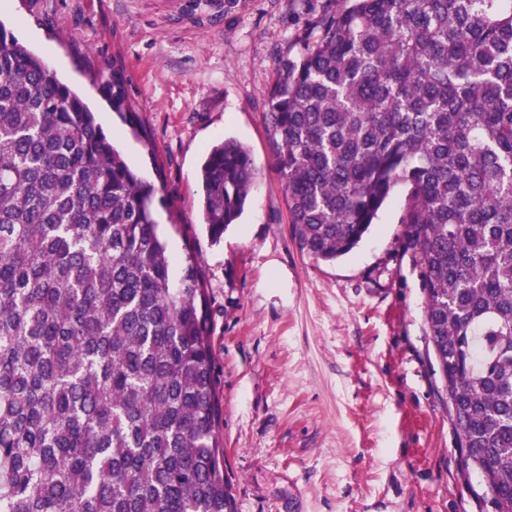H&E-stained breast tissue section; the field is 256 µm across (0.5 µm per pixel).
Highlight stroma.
<instances>
[{
  "label": "stroma",
  "instance_id": "obj_1",
  "mask_svg": "<svg viewBox=\"0 0 512 512\" xmlns=\"http://www.w3.org/2000/svg\"><path fill=\"white\" fill-rule=\"evenodd\" d=\"M343 0H0V22L95 112L130 167L163 183L174 266L209 295L224 457L238 512H491L466 474L426 336L398 188L351 253L323 261L290 222L268 126L280 60ZM122 69L146 128L107 95ZM222 137L250 150L245 210L219 243L199 168Z\"/></svg>",
  "mask_w": 512,
  "mask_h": 512
}]
</instances>
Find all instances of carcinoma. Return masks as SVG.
<instances>
[{
	"label": "carcinoma",
	"mask_w": 512,
	"mask_h": 512,
	"mask_svg": "<svg viewBox=\"0 0 512 512\" xmlns=\"http://www.w3.org/2000/svg\"><path fill=\"white\" fill-rule=\"evenodd\" d=\"M280 62L269 118L301 248L331 261L408 188L404 248L464 471L512 512V0H347ZM112 108L135 126L124 79ZM255 169L201 164L219 241ZM142 181L0 23V512H237L207 295Z\"/></svg>",
	"instance_id": "cac0c4a2"
}]
</instances>
